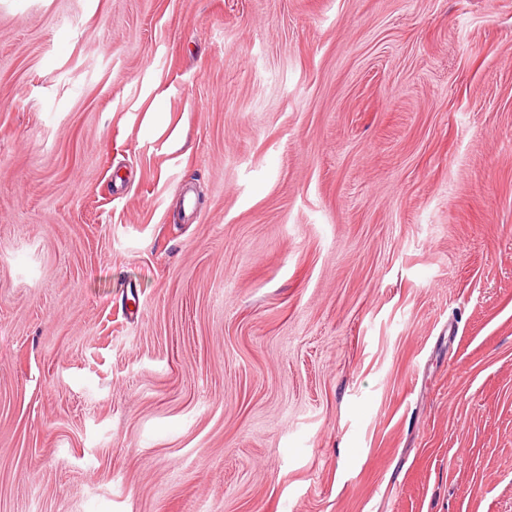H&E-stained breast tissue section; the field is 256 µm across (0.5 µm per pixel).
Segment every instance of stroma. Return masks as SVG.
<instances>
[{"label":"stroma","instance_id":"1","mask_svg":"<svg viewBox=\"0 0 512 512\" xmlns=\"http://www.w3.org/2000/svg\"><path fill=\"white\" fill-rule=\"evenodd\" d=\"M0 512H512V0H0Z\"/></svg>","mask_w":512,"mask_h":512}]
</instances>
